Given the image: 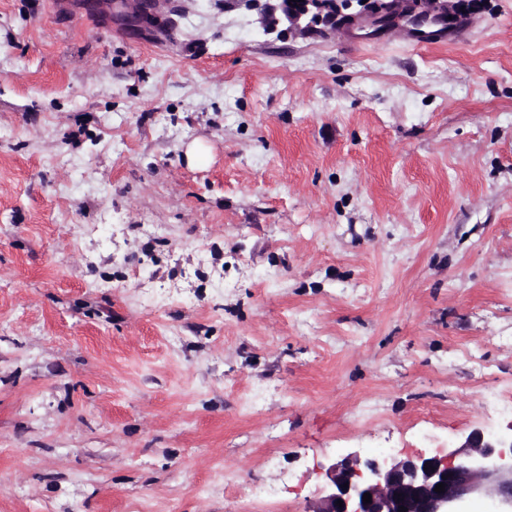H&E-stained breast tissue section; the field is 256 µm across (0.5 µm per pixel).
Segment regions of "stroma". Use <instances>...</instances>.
I'll return each instance as SVG.
<instances>
[{"instance_id":"1","label":"stroma","mask_w":512,"mask_h":512,"mask_svg":"<svg viewBox=\"0 0 512 512\" xmlns=\"http://www.w3.org/2000/svg\"><path fill=\"white\" fill-rule=\"evenodd\" d=\"M277 2L0 0V512H310L512 430V0ZM282 11L291 16L295 21L303 17L319 18L325 10L326 0H304V2H293V0H280ZM407 1L412 0H371L367 2V13L372 17L375 23L387 25L394 17L398 15L413 17L417 22L423 21L431 16V11L438 7V0H416L422 5V12L414 13ZM472 25L471 20H464L462 18L446 19L440 18L433 26L438 27L434 31H417L404 24V29L407 34V42L413 47L426 46L438 40H448L449 42H458L468 33ZM441 32V35L435 34Z\"/></svg>"}]
</instances>
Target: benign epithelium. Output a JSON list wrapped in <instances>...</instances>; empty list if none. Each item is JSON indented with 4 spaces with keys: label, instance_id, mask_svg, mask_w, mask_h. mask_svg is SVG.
Wrapping results in <instances>:
<instances>
[{
    "label": "benign epithelium",
    "instance_id": "obj_1",
    "mask_svg": "<svg viewBox=\"0 0 512 512\" xmlns=\"http://www.w3.org/2000/svg\"><path fill=\"white\" fill-rule=\"evenodd\" d=\"M422 11L411 10L407 0H369L367 13L373 21L386 25L398 15L410 16L420 22L438 8L448 15V7L439 0H418ZM126 14L138 22L152 19L154 0L124 2ZM326 0H280L282 11L295 21L304 17L318 18L325 10ZM445 491H435L437 484ZM371 494L372 502H363ZM488 495L497 505L496 512H512V434L485 439L475 432L459 449L445 455L380 463L356 458L354 463L333 466L316 507L310 512H463L468 499ZM343 501V506L336 501Z\"/></svg>",
    "mask_w": 512,
    "mask_h": 512
}]
</instances>
